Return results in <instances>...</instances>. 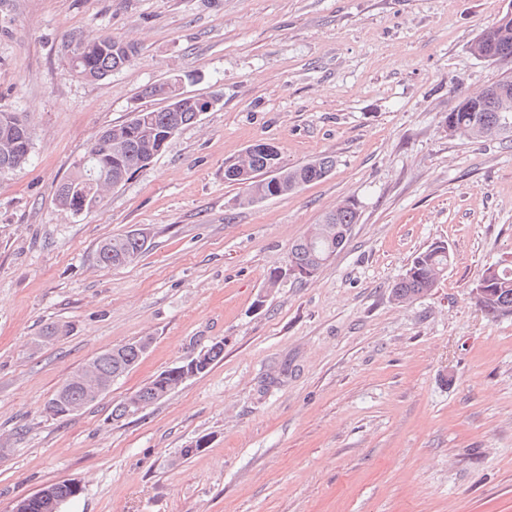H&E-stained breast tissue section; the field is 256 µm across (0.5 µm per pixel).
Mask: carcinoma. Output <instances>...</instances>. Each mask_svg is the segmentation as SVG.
I'll list each match as a JSON object with an SVG mask.
<instances>
[{
    "label": "carcinoma",
    "mask_w": 512,
    "mask_h": 512,
    "mask_svg": "<svg viewBox=\"0 0 512 512\" xmlns=\"http://www.w3.org/2000/svg\"><path fill=\"white\" fill-rule=\"evenodd\" d=\"M76 74L84 79L101 80L116 70L131 64L138 56V47L112 36L92 39L75 38L65 46ZM469 51L476 58L498 62L512 58V30L504 35L491 26L483 30L470 44ZM142 95L161 101L163 106L141 109L121 124L106 129L109 138L98 137L89 147L96 158L87 162L79 159L73 172L64 180L65 187L56 188L57 205L71 213L76 202L85 204V211L96 208L104 192L127 180L131 168L140 161L158 156L167 144L166 136L197 121L204 105L181 97L168 80L146 86ZM472 107L455 112L457 135L469 137L476 128H494L502 139L512 145V112H496L482 104L475 96L459 99V103ZM32 137L27 124L20 116L0 110V174L22 168L30 160ZM334 160L329 156L317 157L305 164L286 166L280 159L266 151V144L248 147L239 157L225 163L224 180L245 187L246 195L239 204H253L263 200L295 193L303 187L318 182L329 175ZM359 220L358 204L352 200L325 213L320 223L333 231L326 235L306 233L295 241L289 252L288 262L300 266L322 268L329 258L341 248L353 224ZM148 236L137 229L115 235L100 243L97 263L104 268H119L136 262L147 250ZM448 268L445 244L435 242L418 253L410 267L392 286V298L407 302L437 287ZM480 279L490 283L489 291L480 300L486 314L492 317L512 315V264L497 269L484 268ZM145 351L134 341L94 358L100 374L106 378H119L128 373L143 357Z\"/></svg>",
    "instance_id": "cac0c4a2"
}]
</instances>
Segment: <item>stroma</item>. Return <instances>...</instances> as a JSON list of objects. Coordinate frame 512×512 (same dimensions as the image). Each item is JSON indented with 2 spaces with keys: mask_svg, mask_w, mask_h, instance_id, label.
Masks as SVG:
<instances>
[{
  "mask_svg": "<svg viewBox=\"0 0 512 512\" xmlns=\"http://www.w3.org/2000/svg\"><path fill=\"white\" fill-rule=\"evenodd\" d=\"M512 0H0V107L33 139L0 175V512L80 484L63 512H512V315L472 298L512 255V148L449 136L460 97L512 78L471 41ZM108 34L137 59L89 81L65 46ZM215 98L94 210L56 185L107 128L155 107L171 72ZM273 145L322 181L239 205L225 162ZM357 200L344 246L305 282L267 276L325 212ZM148 248L100 267L98 245ZM447 244L437 288L390 290ZM64 330L43 342L49 327ZM142 360L83 411L46 402L97 354ZM224 354L160 402L113 408L164 370ZM199 451L182 458L192 444ZM132 229L112 236L97 248V263L104 268H119L136 262L147 250L148 236Z\"/></svg>",
  "mask_w": 512,
  "mask_h": 512,
  "instance_id": "obj_1",
  "label": "stroma"
}]
</instances>
